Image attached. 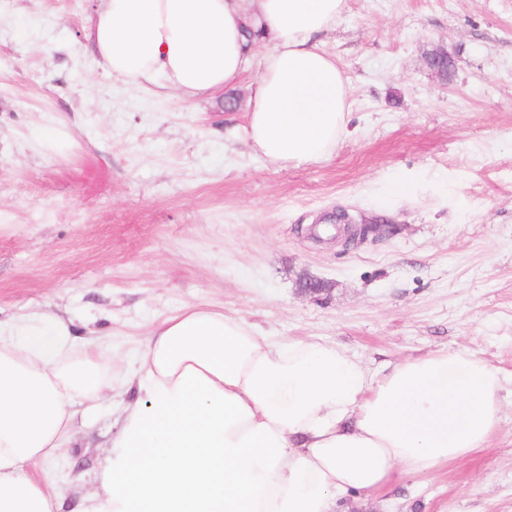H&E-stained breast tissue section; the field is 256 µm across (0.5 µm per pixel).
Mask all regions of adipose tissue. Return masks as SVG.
I'll use <instances>...</instances> for the list:
<instances>
[{"label":"adipose tissue","instance_id":"adipose-tissue-1","mask_svg":"<svg viewBox=\"0 0 512 512\" xmlns=\"http://www.w3.org/2000/svg\"><path fill=\"white\" fill-rule=\"evenodd\" d=\"M99 0L95 62L137 87L192 98L251 63L246 29L271 37L243 136L273 163L329 156L346 130L345 80L317 38L346 0ZM501 377L455 350L407 358L382 377L319 341L284 342L188 307L149 333L114 378L71 325L0 336V512H61L29 474L69 447L77 413L122 397L104 465L74 512H336L395 471L423 473L482 447L502 419Z\"/></svg>","mask_w":512,"mask_h":512}]
</instances>
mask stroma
<instances>
[{
	"label": "stroma",
	"mask_w": 512,
	"mask_h": 512,
	"mask_svg": "<svg viewBox=\"0 0 512 512\" xmlns=\"http://www.w3.org/2000/svg\"><path fill=\"white\" fill-rule=\"evenodd\" d=\"M93 5L0 0V326L69 319L116 375L192 306L378 374L470 352L504 378L498 430L342 509L512 512V0H346L320 38L348 85L346 131L287 166L241 137L257 67L192 100L133 87L90 56ZM441 45L445 78L425 61ZM398 181L407 194L389 196ZM340 209L391 232L344 245ZM115 424L102 400L30 473L80 496Z\"/></svg>",
	"instance_id": "1"
}]
</instances>
